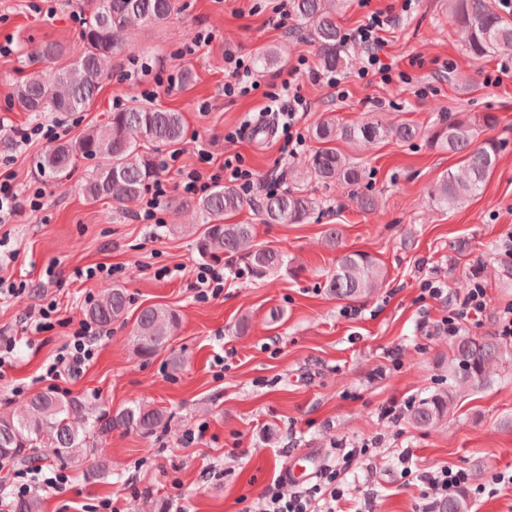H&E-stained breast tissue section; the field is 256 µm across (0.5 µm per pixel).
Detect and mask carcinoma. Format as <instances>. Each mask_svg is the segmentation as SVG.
<instances>
[{
	"label": "carcinoma",
	"instance_id": "carcinoma-1",
	"mask_svg": "<svg viewBox=\"0 0 512 512\" xmlns=\"http://www.w3.org/2000/svg\"><path fill=\"white\" fill-rule=\"evenodd\" d=\"M341 9L342 0L293 3L296 31L305 33L317 44L321 64L328 71L353 63V59L342 55L338 24ZM174 10L175 0H84L83 53L64 62L65 52L59 44H45L38 57L54 63V67L34 70L15 84V104L21 111L37 116L42 112L83 110L99 92L108 64L122 51L116 33L132 27L162 25ZM448 10L472 58L512 52V19L498 13L490 0H448ZM184 128L180 112L156 106H128L110 113L104 125L51 149L40 161V171L51 179L66 177L79 160L96 159L92 174L80 186L83 197L89 202L109 199L122 204L149 189L158 174L154 153L179 144ZM312 135L324 147L311 157V175L325 184L341 182L355 194L364 183L365 169L356 158L335 146L338 141L353 145L378 143L387 138L414 142L424 137L431 147L461 155V166L443 177L436 197L439 205L449 208L480 194L500 151L497 140L477 141V132L469 122L452 117L441 120L428 136L421 127L406 121L385 125L369 118L340 125L335 119L324 117L315 124ZM253 202L224 185L192 202L207 221L201 251L244 258L258 274L281 270L294 273L287 251L255 244L253 225L224 223V217ZM254 203L267 224H303L316 206L314 199L297 190L262 196ZM381 285L382 273L376 260L361 251L338 256L336 269L326 281L331 294L353 300L372 294ZM128 304L124 289L113 288L105 300L88 309V316L101 326L110 327L124 318ZM177 325L178 315L171 309H142L132 329L137 354L150 357L163 349ZM503 355L504 349L493 339L459 336L448 387L415 402L408 411L412 425L429 431L448 419L457 387L486 382L489 365ZM85 411V404L77 398L36 394L28 401L23 416L16 418L1 412L0 460L24 467L40 457H51L64 466L86 465L89 477L103 478L107 467L88 459V450L94 446L90 437L106 435L121 426L149 436L167 424L164 411L148 402L126 406L113 414L103 412L92 422L86 420ZM468 507L461 488L448 492L436 504L437 512H468ZM12 512H42L41 499L36 495L17 498L12 503Z\"/></svg>",
	"mask_w": 512,
	"mask_h": 512
}]
</instances>
